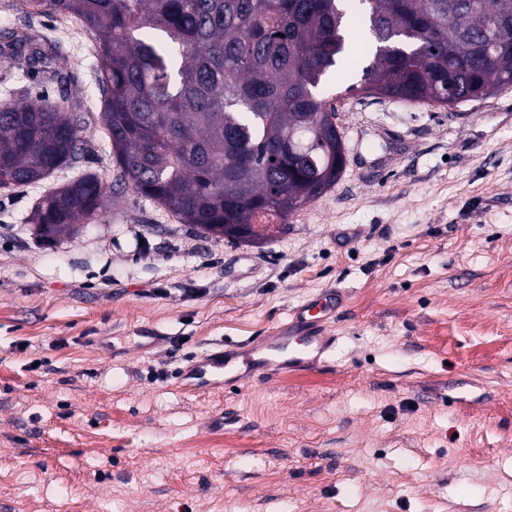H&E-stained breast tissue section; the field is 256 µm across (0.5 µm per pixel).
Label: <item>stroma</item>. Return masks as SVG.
<instances>
[{
    "mask_svg": "<svg viewBox=\"0 0 512 512\" xmlns=\"http://www.w3.org/2000/svg\"><path fill=\"white\" fill-rule=\"evenodd\" d=\"M21 24L87 124L75 167L0 194V512H512V87L448 109L331 82L346 168L263 246L130 190L43 245L36 200L116 170L91 36L0 0ZM336 288L326 364L184 390Z\"/></svg>",
    "mask_w": 512,
    "mask_h": 512,
    "instance_id": "obj_1",
    "label": "stroma"
}]
</instances>
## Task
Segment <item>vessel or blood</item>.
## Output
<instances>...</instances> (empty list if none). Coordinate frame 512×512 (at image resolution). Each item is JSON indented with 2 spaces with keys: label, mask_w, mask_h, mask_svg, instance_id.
<instances>
[{
  "label": "vessel or blood",
  "mask_w": 512,
  "mask_h": 512,
  "mask_svg": "<svg viewBox=\"0 0 512 512\" xmlns=\"http://www.w3.org/2000/svg\"><path fill=\"white\" fill-rule=\"evenodd\" d=\"M343 296L331 290L296 308L280 335L242 351L222 349L194 368L196 379L234 377L256 371H294L327 361L336 339L326 333L330 319L342 308Z\"/></svg>",
  "instance_id": "obj_1"
}]
</instances>
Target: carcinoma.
Returning <instances> with one entry per match:
<instances>
[{"label": "carcinoma", "instance_id": "obj_1", "mask_svg": "<svg viewBox=\"0 0 512 512\" xmlns=\"http://www.w3.org/2000/svg\"><path fill=\"white\" fill-rule=\"evenodd\" d=\"M93 37L102 128L116 163L45 193L29 218L57 240L100 219L126 189L206 237L262 244L333 187L346 148L323 92L348 90L444 108L512 86V0H28ZM357 23L366 63L347 33ZM0 56L44 72L53 46L25 28L0 33ZM83 121L63 97L0 102V188L41 183L81 151ZM236 224L261 233L245 237Z\"/></svg>", "mask_w": 512, "mask_h": 512}]
</instances>
